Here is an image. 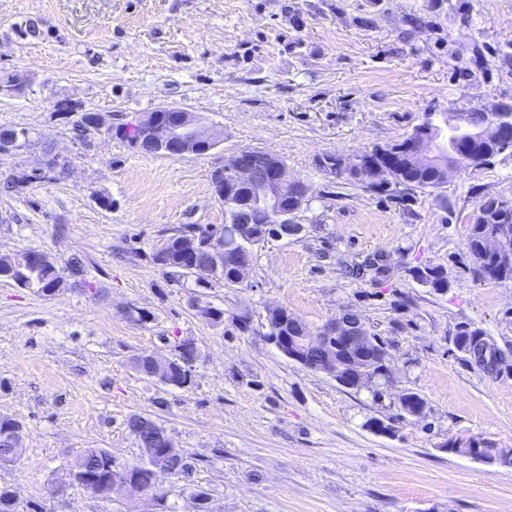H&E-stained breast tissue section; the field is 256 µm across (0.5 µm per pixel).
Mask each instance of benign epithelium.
Here are the masks:
<instances>
[{"label":"benign epithelium","instance_id":"1","mask_svg":"<svg viewBox=\"0 0 512 512\" xmlns=\"http://www.w3.org/2000/svg\"><path fill=\"white\" fill-rule=\"evenodd\" d=\"M139 140L148 143L155 155L168 158L201 156L213 151L216 141L202 118L184 108L161 106L133 123ZM467 118L463 114L451 117L448 129L437 127L434 123L420 129L416 138L409 142V147L429 156L434 163L444 164L442 179L464 166L480 167L488 161L486 157L471 156L465 152L454 151L444 145L447 132L465 134ZM512 113L496 108L488 112V121L482 130V138H493L498 143V152L512 151ZM231 173L235 181L258 187L262 204L256 206L249 220L235 226V234L246 240H257L267 235L266 229L275 227L274 238L287 239L299 235L303 225L296 222L300 208L288 199V165L268 150L245 148L224 163L218 174ZM184 253L204 252L213 259L214 268L224 269V237L213 233L209 226L193 238L179 242ZM294 320L283 309H271L267 312L265 329L270 333L268 340L288 359L299 362L302 350L296 339L282 332L285 323ZM307 341L319 344L327 349V358L319 372L333 378L339 385L349 389H359L365 378L375 373L386 372V359L380 357L375 350L372 339L366 335L361 323L353 322L343 313L336 316L318 329L315 335L307 336ZM143 426L150 428L161 437L165 448L164 455L175 457L180 455L170 435L160 430L152 420L143 421ZM4 435L12 443L14 454L12 460L20 458L23 448V426L16 420L5 425ZM472 447L470 457L497 468H512V452L484 457L478 445L467 442ZM100 470L73 467L70 469L71 482L84 488L93 496L107 499L117 490L129 494L144 492L130 481L128 474L112 481L99 478Z\"/></svg>","mask_w":512,"mask_h":512}]
</instances>
